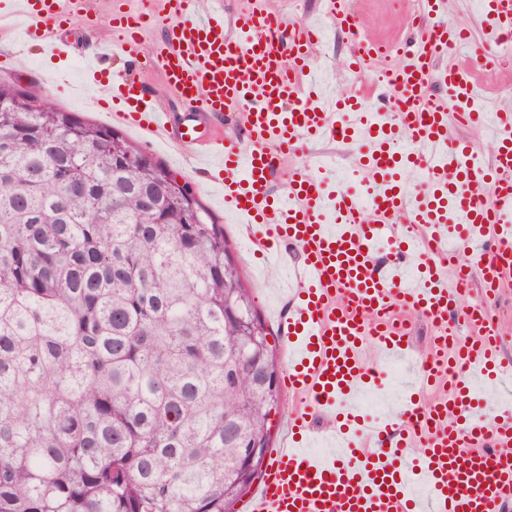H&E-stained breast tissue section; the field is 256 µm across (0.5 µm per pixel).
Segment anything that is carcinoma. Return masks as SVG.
I'll return each mask as SVG.
<instances>
[{"mask_svg":"<svg viewBox=\"0 0 512 512\" xmlns=\"http://www.w3.org/2000/svg\"><path fill=\"white\" fill-rule=\"evenodd\" d=\"M0 127V512H226L280 391L224 225L38 87Z\"/></svg>","mask_w":512,"mask_h":512,"instance_id":"cac0c4a2","label":"carcinoma"}]
</instances>
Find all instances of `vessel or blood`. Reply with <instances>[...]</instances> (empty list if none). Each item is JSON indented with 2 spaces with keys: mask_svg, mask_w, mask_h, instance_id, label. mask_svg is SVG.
Segmentation results:
<instances>
[{
  "mask_svg": "<svg viewBox=\"0 0 512 512\" xmlns=\"http://www.w3.org/2000/svg\"><path fill=\"white\" fill-rule=\"evenodd\" d=\"M85 0H0V23L20 28L49 57L68 54L74 19ZM484 37L471 42L449 23L448 0H425L427 23L406 45L389 85L403 110L365 112L357 97L337 106L320 99L312 70L315 39L304 25L283 30L271 11L231 17L202 13L196 0H164L163 12L141 0H114L111 23L119 37L84 55L86 78L113 121L156 136L205 161L206 176L224 188V207L251 225L252 240L268 260L279 244L294 246L296 288L281 334L291 346L282 383L301 397L303 410L288 422L294 439L309 436L314 419L335 412L379 371L364 357L367 345L382 353H408L406 328L396 317L415 311L436 328L431 355L418 363L421 378L446 384L444 396L403 401L395 421H384L374 448L360 447L361 417L343 413L332 430L345 461L317 458L301 448L272 456L246 512H507L512 507V415H489L474 393L480 376L512 379V362L497 356V336L475 335L454 344L457 320L478 327L487 299L512 280V112L488 117L463 112L474 84L457 61L467 55L495 65L512 36V0H478ZM325 25L344 31L354 47L346 68H356L383 43L367 40L357 18L323 0ZM164 25L152 56L168 85L196 105L175 116L148 97L136 81L114 84L102 61L130 57L147 29ZM488 132L495 143L482 161L453 126ZM355 144V162L371 188L369 207L356 192L337 186L326 172L303 164L288 171V187L270 184L288 153L315 139ZM417 147L412 156L398 142ZM425 169L422 187L408 190L405 176ZM482 239L466 263L437 259L434 245ZM483 301L461 307L472 283ZM419 451L428 496L407 491L413 463L403 449Z\"/></svg>",
  "mask_w": 512,
  "mask_h": 512,
  "instance_id": "vessel-or-blood-1",
  "label": "vessel or blood"
}]
</instances>
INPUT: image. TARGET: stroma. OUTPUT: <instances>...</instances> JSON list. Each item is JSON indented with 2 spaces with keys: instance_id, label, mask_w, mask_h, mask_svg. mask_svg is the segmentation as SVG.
Returning <instances> with one entry per match:
<instances>
[{
  "instance_id": "stroma-1",
  "label": "stroma",
  "mask_w": 512,
  "mask_h": 512,
  "mask_svg": "<svg viewBox=\"0 0 512 512\" xmlns=\"http://www.w3.org/2000/svg\"><path fill=\"white\" fill-rule=\"evenodd\" d=\"M354 15L367 28L374 39L402 42L411 32L404 22L407 5L405 0H351ZM112 0H89L85 16L79 17V31L73 42L82 46L97 39L110 40L114 32L109 23ZM162 28H155L140 47L141 66L135 78L146 82L159 103L168 105L177 113L191 111L192 104L180 100L165 83L159 67L151 61L154 42L162 36ZM85 62L79 54L64 59H50L40 54L34 43L23 41L20 35L0 37V82L39 85L47 87L56 73H63L66 84L49 93V100L60 110L73 113L79 119L103 127H111L112 119L104 109L89 108L85 99L95 98L96 89L85 78ZM116 127V126H113ZM118 133L137 145L145 154L165 164L178 179L192 184L197 198L224 226V235L230 246L231 257L242 273L251 291L253 304L270 333L269 343L279 364H286L290 348L286 346L279 326V314L286 306L284 290L288 285L290 266L297 258L295 247L282 248L279 263L266 262L251 240L248 225L237 223L224 212L223 192L220 185L205 183L195 161L183 157L173 147L154 139L137 129L118 126Z\"/></svg>"
}]
</instances>
